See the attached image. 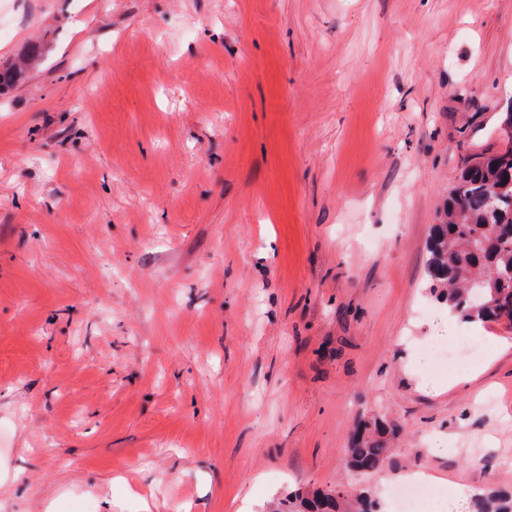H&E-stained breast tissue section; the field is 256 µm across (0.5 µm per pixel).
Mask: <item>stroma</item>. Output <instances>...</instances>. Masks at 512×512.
Listing matches in <instances>:
<instances>
[{
    "label": "stroma",
    "mask_w": 512,
    "mask_h": 512,
    "mask_svg": "<svg viewBox=\"0 0 512 512\" xmlns=\"http://www.w3.org/2000/svg\"><path fill=\"white\" fill-rule=\"evenodd\" d=\"M37 40L0 95V512L512 492V324L420 371L430 227L512 143V0H0V62ZM361 418L399 432L370 475ZM44 45L40 42L27 44L17 59L0 66V91L23 82L29 70L41 59ZM402 487H395L390 491V501L395 512H419V508L428 494V488L419 484L421 480Z\"/></svg>",
    "instance_id": "stroma-1"
}]
</instances>
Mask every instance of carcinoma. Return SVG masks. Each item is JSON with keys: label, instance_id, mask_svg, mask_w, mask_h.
<instances>
[{"label": "carcinoma", "instance_id": "carcinoma-1", "mask_svg": "<svg viewBox=\"0 0 512 512\" xmlns=\"http://www.w3.org/2000/svg\"><path fill=\"white\" fill-rule=\"evenodd\" d=\"M44 45L27 44L17 59L0 66V91L23 82L41 59ZM425 275L440 302L460 319L512 323V148L464 161L448 191L440 223L430 228ZM396 432L379 419L362 421L349 440L348 466L370 474L388 458ZM366 489L296 491L273 512H378ZM470 512H512V495L494 488L474 494Z\"/></svg>", "mask_w": 512, "mask_h": 512}]
</instances>
